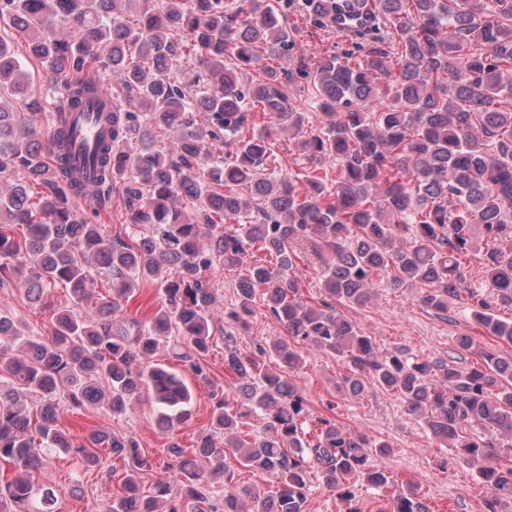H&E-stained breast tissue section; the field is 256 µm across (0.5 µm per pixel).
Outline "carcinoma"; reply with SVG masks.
Instances as JSON below:
<instances>
[{
    "mask_svg": "<svg viewBox=\"0 0 512 512\" xmlns=\"http://www.w3.org/2000/svg\"><path fill=\"white\" fill-rule=\"evenodd\" d=\"M133 2L0 0V24L26 35L27 56L61 88L45 143L37 132L45 106L0 28V287L15 279L38 305L50 289H70L45 335L0 312V464L12 472L0 482V512H57L45 475L57 452L87 467L103 452L121 462L109 512H304L313 471L359 512L358 482L389 484L370 455L386 457L391 445L325 417L304 428L308 401L289 378L300 344L344 364L341 396L361 394L370 380L479 463L488 512H497L499 499L512 498V362L488 346L463 369L403 349L382 353L337 305L363 307L383 283L419 289L424 308L446 315L465 291L470 318L512 344V320L496 314L512 307V0H374L388 30L363 61L328 55L295 72L284 68L294 35L281 0L237 10L224 0ZM58 24L67 37L54 36ZM184 60L196 64L188 82L178 78ZM92 65L110 71L115 90L103 113L108 137L96 141L94 205L112 208L121 190L123 236L82 218L75 202L83 186L71 166L72 113L94 100L83 77ZM297 73L316 88L325 116L317 131L282 91ZM156 131L176 137L144 143ZM281 131L308 166L264 178ZM206 155L216 157L209 169ZM489 241L485 295L464 288L463 258ZM307 250L324 264L313 304L295 274ZM216 263L244 268L225 319L247 327L259 300L287 338L244 350L233 331H219L237 386L211 391L210 433L188 450L174 432L192 419L191 388L154 358L171 355L210 383L205 358L217 335L205 273ZM96 274L110 288L91 307ZM145 283L163 291L155 316L113 323ZM145 391L176 462L151 496L141 491L150 463L133 433L96 430L77 445L60 421L70 407L125 416ZM255 416L261 432L248 438L242 428ZM475 426L481 434H470ZM229 457L275 475V490L217 494L215 484L231 481ZM390 512L425 510L409 489Z\"/></svg>",
    "mask_w": 512,
    "mask_h": 512,
    "instance_id": "carcinoma-1",
    "label": "carcinoma"
}]
</instances>
